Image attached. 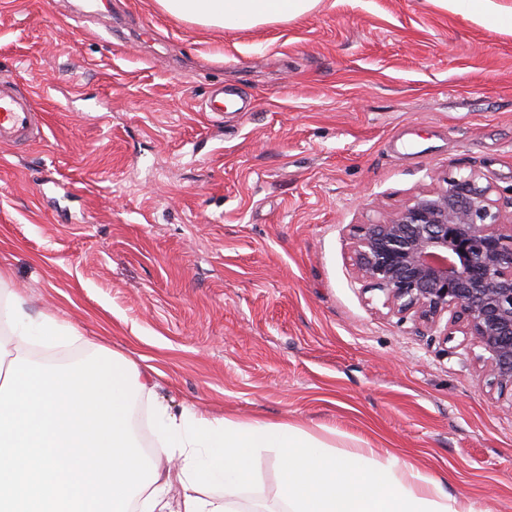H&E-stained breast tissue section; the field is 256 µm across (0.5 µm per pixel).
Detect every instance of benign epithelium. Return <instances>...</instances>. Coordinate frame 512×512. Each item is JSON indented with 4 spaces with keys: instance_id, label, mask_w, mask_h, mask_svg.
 <instances>
[{
    "instance_id": "obj_1",
    "label": "benign epithelium",
    "mask_w": 512,
    "mask_h": 512,
    "mask_svg": "<svg viewBox=\"0 0 512 512\" xmlns=\"http://www.w3.org/2000/svg\"><path fill=\"white\" fill-rule=\"evenodd\" d=\"M474 173L417 194L403 209L350 225L353 266L383 306L471 338L499 395L512 394V217Z\"/></svg>"
}]
</instances>
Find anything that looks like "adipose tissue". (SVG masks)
Returning <instances> with one entry per match:
<instances>
[{"label":"adipose tissue","instance_id":"obj_1","mask_svg":"<svg viewBox=\"0 0 512 512\" xmlns=\"http://www.w3.org/2000/svg\"><path fill=\"white\" fill-rule=\"evenodd\" d=\"M174 17L219 29H247L311 12L318 0H157ZM96 345L52 315L30 314L21 295L0 277V382L13 359L37 343ZM158 448L151 459L158 480L135 498L137 512H262L249 501L253 462L275 451L284 512H480L465 496L448 495L442 482L390 456L351 447L337 452L335 436H320L286 422L173 413L154 404ZM179 482L180 498L169 494Z\"/></svg>","mask_w":512,"mask_h":512}]
</instances>
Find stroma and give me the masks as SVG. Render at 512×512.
Returning a JSON list of instances; mask_svg holds the SVG:
<instances>
[{
    "label": "stroma",
    "mask_w": 512,
    "mask_h": 512,
    "mask_svg": "<svg viewBox=\"0 0 512 512\" xmlns=\"http://www.w3.org/2000/svg\"><path fill=\"white\" fill-rule=\"evenodd\" d=\"M0 272L152 375L165 402L393 454L512 512V401L480 350L364 291L349 227L476 172L512 200V0H319L249 29L156 0H0ZM246 112H209L215 87ZM250 497L278 504L275 453ZM36 121L31 98L16 85L0 81V143L13 146L29 141Z\"/></svg>",
    "instance_id": "1"
}]
</instances>
